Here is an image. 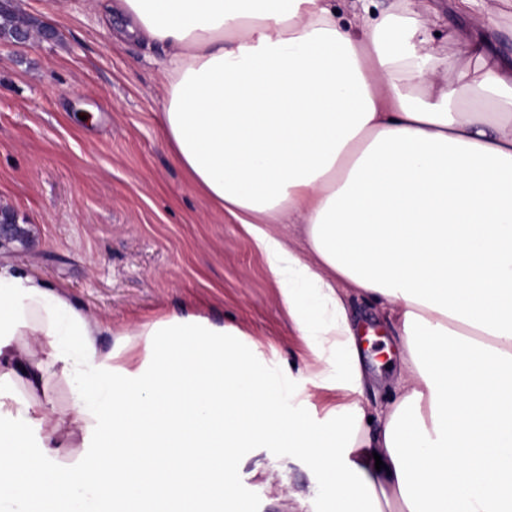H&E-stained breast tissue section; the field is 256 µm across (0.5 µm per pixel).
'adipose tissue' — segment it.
Returning a JSON list of instances; mask_svg holds the SVG:
<instances>
[{
    "instance_id": "adipose-tissue-1",
    "label": "adipose tissue",
    "mask_w": 512,
    "mask_h": 512,
    "mask_svg": "<svg viewBox=\"0 0 512 512\" xmlns=\"http://www.w3.org/2000/svg\"><path fill=\"white\" fill-rule=\"evenodd\" d=\"M425 11L363 0L353 25L334 0H104L123 37L163 48L166 144L308 346L362 392L351 286L387 310L407 384L378 426L357 399L315 422L240 330L174 315L107 351L101 321L0 254V512H129L148 493L237 512L225 464L269 447L307 454L336 512H512V65L469 39L462 100ZM58 383L70 412L50 408Z\"/></svg>"
}]
</instances>
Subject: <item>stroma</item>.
Listing matches in <instances>:
<instances>
[{
  "mask_svg": "<svg viewBox=\"0 0 512 512\" xmlns=\"http://www.w3.org/2000/svg\"><path fill=\"white\" fill-rule=\"evenodd\" d=\"M431 2L433 45L449 73L479 67L463 44L481 31L512 58V0H492L485 18L453 0ZM13 5L50 35L0 42V209L28 231L7 254L109 323L106 350L129 326L172 314L237 327L266 364L292 374L301 412L323 418L344 399L320 385L335 361L313 354L242 225L188 183L164 142L162 49L115 42L96 0ZM347 304L376 335L363 346L360 398L373 417L400 391L402 349L384 308L352 291ZM227 471L252 512H299L300 490L311 512H331L336 501L308 457L289 448L241 449Z\"/></svg>",
  "mask_w": 512,
  "mask_h": 512,
  "instance_id": "1",
  "label": "stroma"
}]
</instances>
